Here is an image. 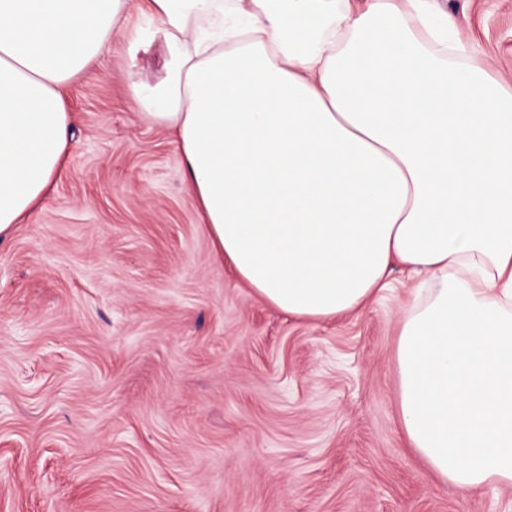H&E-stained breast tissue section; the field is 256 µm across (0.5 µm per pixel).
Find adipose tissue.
<instances>
[{
    "instance_id": "ef3b65f1",
    "label": "adipose tissue",
    "mask_w": 512,
    "mask_h": 512,
    "mask_svg": "<svg viewBox=\"0 0 512 512\" xmlns=\"http://www.w3.org/2000/svg\"><path fill=\"white\" fill-rule=\"evenodd\" d=\"M150 23L144 103L215 252L308 319L430 276L395 348L406 445L460 490L512 485V93L435 0H0V244L69 154L66 88Z\"/></svg>"
}]
</instances>
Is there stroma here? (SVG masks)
<instances>
[{
  "label": "stroma",
  "instance_id": "stroma-1",
  "mask_svg": "<svg viewBox=\"0 0 512 512\" xmlns=\"http://www.w3.org/2000/svg\"><path fill=\"white\" fill-rule=\"evenodd\" d=\"M512 86V0H437ZM162 38L74 81L69 158L0 245V512H512L406 448L394 351L414 281L288 316L213 257L141 97Z\"/></svg>",
  "mask_w": 512,
  "mask_h": 512
}]
</instances>
